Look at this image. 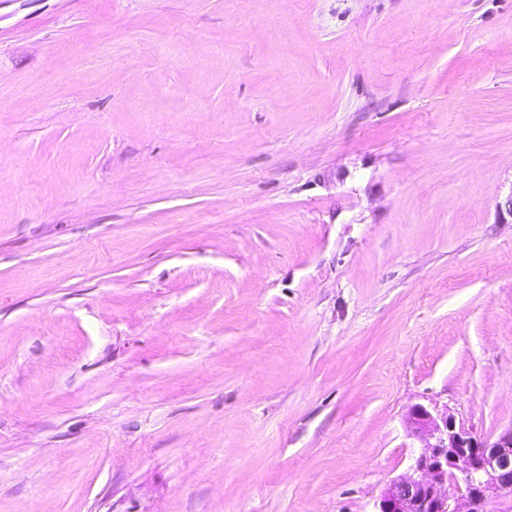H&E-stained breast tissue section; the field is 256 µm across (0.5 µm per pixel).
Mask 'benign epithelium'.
<instances>
[{
	"mask_svg": "<svg viewBox=\"0 0 512 512\" xmlns=\"http://www.w3.org/2000/svg\"><path fill=\"white\" fill-rule=\"evenodd\" d=\"M407 428L419 450L384 489L377 512H487L490 494H512V428L483 439L421 405Z\"/></svg>",
	"mask_w": 512,
	"mask_h": 512,
	"instance_id": "1",
	"label": "benign epithelium"
}]
</instances>
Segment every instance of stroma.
I'll use <instances>...</instances> for the list:
<instances>
[{"label":"stroma","instance_id":"35a3bbf8","mask_svg":"<svg viewBox=\"0 0 512 512\" xmlns=\"http://www.w3.org/2000/svg\"><path fill=\"white\" fill-rule=\"evenodd\" d=\"M512 0H0V512H373L416 405L512 427Z\"/></svg>","mask_w":512,"mask_h":512}]
</instances>
